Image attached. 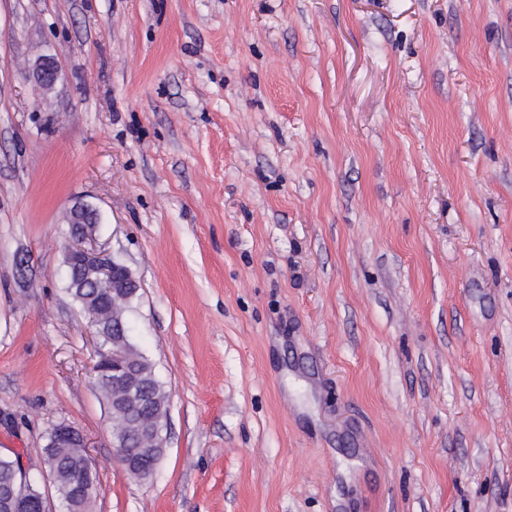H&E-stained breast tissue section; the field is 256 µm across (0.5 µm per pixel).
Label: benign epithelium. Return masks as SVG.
<instances>
[{
    "mask_svg": "<svg viewBox=\"0 0 512 512\" xmlns=\"http://www.w3.org/2000/svg\"><path fill=\"white\" fill-rule=\"evenodd\" d=\"M34 79L41 85L50 86L57 78V66L51 59L40 63L33 72ZM99 216L97 209L78 201L70 209L69 244L66 250V263L69 264L68 276L71 280L95 288L97 303L109 305L124 297L129 291H135L139 284L131 270L124 264L96 249L94 237L84 231L82 224ZM95 379H110L123 392L141 400L148 399L147 392L137 377L128 368L126 357L120 350L98 351V360L94 365ZM53 437L62 448H81L83 453L77 465L80 473L97 471L94 459L86 448L87 441L79 429L69 424H59L52 429ZM152 441L159 443L157 448H133L126 441L113 440L115 454L125 470L141 479H149L159 464L165 451L166 437L163 429L150 432ZM3 497L13 512H47L46 499L30 480L23 465L14 468L10 480L5 484Z\"/></svg>",
    "mask_w": 512,
    "mask_h": 512,
    "instance_id": "7a95c632",
    "label": "benign epithelium"
}]
</instances>
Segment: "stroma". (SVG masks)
I'll return each instance as SVG.
<instances>
[{
	"label": "stroma",
	"mask_w": 512,
	"mask_h": 512,
	"mask_svg": "<svg viewBox=\"0 0 512 512\" xmlns=\"http://www.w3.org/2000/svg\"><path fill=\"white\" fill-rule=\"evenodd\" d=\"M79 200L170 394L146 482ZM60 423L90 512H512V0H0V456ZM98 216L100 215L96 208L81 201L76 202L70 209L68 219L73 229L69 233V244L66 250V263L69 264L68 276L81 284L83 290L71 288L70 283H68V289L83 307L84 304L93 302L88 300L91 296L97 298L98 304L108 305L100 309L102 326L97 313L91 307L84 308L103 347L99 348L98 360L94 365L95 379H97L95 388L110 410L112 433L131 439L132 448L127 441L113 437V447L118 460L129 474L141 480H147L155 472L165 451L166 437L163 435V428L149 432L155 446L160 448H139V446L143 447L146 444L142 440L146 435L145 429L158 418L166 416L169 392L157 378L150 359L131 342L130 336L127 333L125 336L112 334L113 323L120 321L126 327L127 311L138 292L127 299L122 298L129 291H137L139 284L127 266L115 261L103 251L97 250L93 235H90L87 230L83 231L81 225L88 219H96ZM88 283L91 288H85ZM93 288H95V294ZM112 301L117 302L112 304ZM112 347L123 349L126 357L120 350H107ZM126 358L138 373L139 379L137 374L128 368ZM101 379H110L121 391L128 392L138 399L147 400L148 395L141 382L149 391L151 406L143 409L139 407L137 400L125 398L123 403L113 405L112 408V396L118 392L120 395L121 391L112 387V383H99L98 380ZM157 441L159 445H156ZM53 437L59 448H85L80 455V461L77 465L79 473H88V482L96 486V474L92 472L97 471V466L94 459L89 454L87 448V441L79 429L69 424H59L52 429Z\"/></svg>",
	"instance_id": "35a3bbf8"
}]
</instances>
